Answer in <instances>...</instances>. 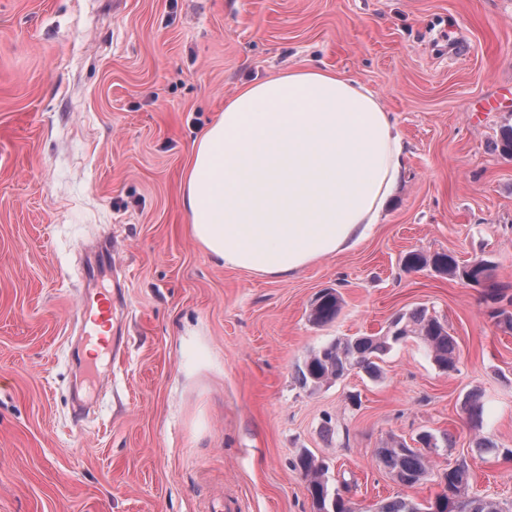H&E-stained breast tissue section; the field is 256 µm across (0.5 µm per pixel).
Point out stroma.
<instances>
[{
    "instance_id": "35a3bbf8",
    "label": "stroma",
    "mask_w": 512,
    "mask_h": 512,
    "mask_svg": "<svg viewBox=\"0 0 512 512\" xmlns=\"http://www.w3.org/2000/svg\"><path fill=\"white\" fill-rule=\"evenodd\" d=\"M318 65L391 112L407 168L371 234L289 280L210 261L188 231L194 140L254 78ZM512 0H0V512H316L309 452L363 512L441 491L512 501ZM480 257L486 288L406 253ZM327 288L337 318L315 326ZM112 296V351L86 355L81 299ZM417 308L458 343L451 372L410 338L381 374L317 390L296 370L337 337ZM483 407L471 419V398ZM428 432L432 475L375 458ZM493 450L481 449L482 440ZM342 299L336 291L324 292L312 305L308 319L315 325H324L336 318L341 310Z\"/></svg>"
}]
</instances>
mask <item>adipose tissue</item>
I'll return each mask as SVG.
<instances>
[{
    "label": "adipose tissue",
    "instance_id": "ef3b65f1",
    "mask_svg": "<svg viewBox=\"0 0 512 512\" xmlns=\"http://www.w3.org/2000/svg\"><path fill=\"white\" fill-rule=\"evenodd\" d=\"M406 161L392 114L352 78L306 66L246 83L193 145L191 236L214 261L293 277L369 235Z\"/></svg>",
    "mask_w": 512,
    "mask_h": 512
}]
</instances>
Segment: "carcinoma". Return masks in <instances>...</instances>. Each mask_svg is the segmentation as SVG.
Masks as SVG:
<instances>
[{
    "mask_svg": "<svg viewBox=\"0 0 512 512\" xmlns=\"http://www.w3.org/2000/svg\"><path fill=\"white\" fill-rule=\"evenodd\" d=\"M430 263L450 277L461 278L465 274L457 258L446 253L413 254L404 259V265L410 271ZM341 306L339 293L326 291L312 305L308 319L315 325L327 324L336 318ZM410 336L421 341L439 368L455 369L457 342L454 336L437 317L417 309L396 317L394 328L382 336L338 337L310 352L298 370V381L304 387L318 389L353 371L375 375L379 370L378 360ZM375 455L391 478L404 486L418 485L430 475L427 455L395 438L376 449ZM295 467L308 481L316 512H355L354 502L330 482L328 468L323 462L304 451L298 456ZM443 483L442 491L425 504L397 497L377 504L375 512H512V503L469 494L470 473L463 460L445 470Z\"/></svg>",
    "mask_w": 512,
    "mask_h": 512,
    "instance_id": "obj_1",
    "label": "carcinoma"
}]
</instances>
